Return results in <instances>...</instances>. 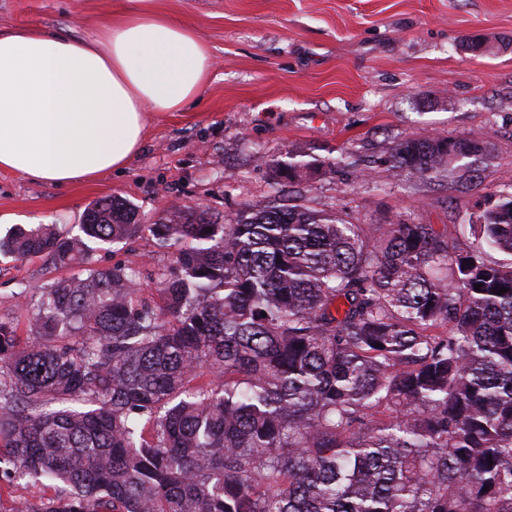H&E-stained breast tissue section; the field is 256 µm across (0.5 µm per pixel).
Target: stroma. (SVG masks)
I'll use <instances>...</instances> for the list:
<instances>
[{
	"mask_svg": "<svg viewBox=\"0 0 512 512\" xmlns=\"http://www.w3.org/2000/svg\"><path fill=\"white\" fill-rule=\"evenodd\" d=\"M114 0H0V31L62 29L86 37ZM193 26L211 58L200 102L151 114L142 152L123 173L56 189L0 172V214L78 234L90 203L126 199L141 223L174 206L200 205L230 218L287 196L357 224L414 221L464 235L475 200L512 193V0H146ZM481 53H463L464 38ZM475 136L492 159L477 176L407 177L386 161L401 139ZM302 152L346 154L352 168L280 187L270 160ZM99 267L138 268L144 295L172 260L149 232L96 252ZM59 274L50 258L0 256V321L33 310ZM55 484H0V512H41Z\"/></svg>",
	"mask_w": 512,
	"mask_h": 512,
	"instance_id": "stroma-1",
	"label": "stroma"
}]
</instances>
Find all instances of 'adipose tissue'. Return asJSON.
<instances>
[{
	"label": "adipose tissue",
	"mask_w": 512,
	"mask_h": 512,
	"mask_svg": "<svg viewBox=\"0 0 512 512\" xmlns=\"http://www.w3.org/2000/svg\"><path fill=\"white\" fill-rule=\"evenodd\" d=\"M209 72L200 35L153 9L112 14L85 39L0 31V171L58 188L123 171L150 112L184 111Z\"/></svg>",
	"instance_id": "obj_1"
}]
</instances>
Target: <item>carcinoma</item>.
<instances>
[{
    "label": "carcinoma",
    "instance_id": "cac0c4a2",
    "mask_svg": "<svg viewBox=\"0 0 512 512\" xmlns=\"http://www.w3.org/2000/svg\"><path fill=\"white\" fill-rule=\"evenodd\" d=\"M488 157L427 135L388 163ZM346 166L270 164L281 185ZM475 208L482 249L301 204L141 224L112 195L79 235L16 229L0 253L75 272L42 288L33 341L0 321V466L61 484L45 512H512V194ZM143 231L173 249L155 298L89 245Z\"/></svg>",
    "mask_w": 512,
    "mask_h": 512
}]
</instances>
